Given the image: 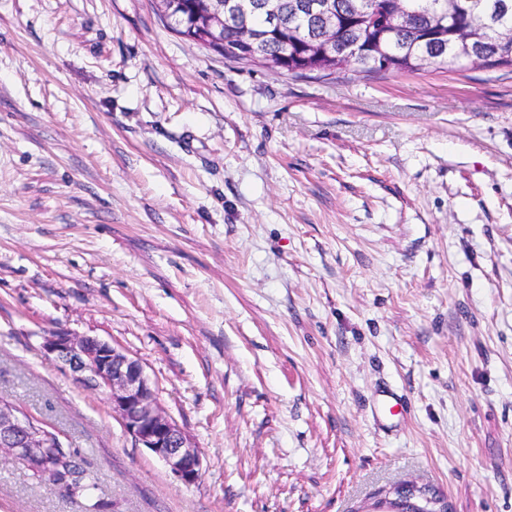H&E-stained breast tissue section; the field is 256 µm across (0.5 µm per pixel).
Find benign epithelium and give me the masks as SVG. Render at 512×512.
I'll use <instances>...</instances> for the list:
<instances>
[{
  "mask_svg": "<svg viewBox=\"0 0 512 512\" xmlns=\"http://www.w3.org/2000/svg\"><path fill=\"white\" fill-rule=\"evenodd\" d=\"M254 7L253 0H207L206 10L196 13V21L208 38L219 43L224 19ZM43 347L48 358L69 368L79 383L108 393L112 412L125 431L163 461L177 480L186 486L198 481V449L161 407L156 388L138 361L97 337L62 330L44 337ZM50 446L49 436L33 429L30 416L0 405V456L6 454L16 463L37 462Z\"/></svg>",
  "mask_w": 512,
  "mask_h": 512,
  "instance_id": "benign-epithelium-1",
  "label": "benign epithelium"
}]
</instances>
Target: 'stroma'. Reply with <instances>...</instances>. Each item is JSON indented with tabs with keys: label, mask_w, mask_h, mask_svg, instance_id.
<instances>
[{
	"label": "stroma",
	"mask_w": 512,
	"mask_h": 512,
	"mask_svg": "<svg viewBox=\"0 0 512 512\" xmlns=\"http://www.w3.org/2000/svg\"><path fill=\"white\" fill-rule=\"evenodd\" d=\"M59 329L138 360L195 485ZM0 395L105 512H512V68L293 75L153 0H0ZM0 512L85 503L5 457Z\"/></svg>",
	"instance_id": "35a3bbf8"
}]
</instances>
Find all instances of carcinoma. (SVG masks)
<instances>
[{"instance_id": "obj_1", "label": "carcinoma", "mask_w": 512, "mask_h": 512, "mask_svg": "<svg viewBox=\"0 0 512 512\" xmlns=\"http://www.w3.org/2000/svg\"><path fill=\"white\" fill-rule=\"evenodd\" d=\"M338 30L336 44L328 54L312 48L325 36L323 20L303 14L288 18V25L269 30V19L261 11L248 16L247 28L265 34L254 47L239 40L241 27L231 19L224 24V46L218 48L194 29L193 16L202 0H181L169 12V0H159L162 15H171L170 28L177 34L245 65L284 67L289 74L326 72L335 74L354 64L364 72L381 70L418 71L433 66L442 70L463 67H512V0H467L466 9L448 14V0H435L443 30L431 27L427 0H400L413 28L405 30L379 22L392 0H369L371 14L360 12L363 0H335ZM359 43L354 61L345 57L347 45ZM47 461L55 468L58 484L68 497L86 501L87 512H102L104 503L96 495L97 483L82 465L76 448H49Z\"/></svg>"}]
</instances>
